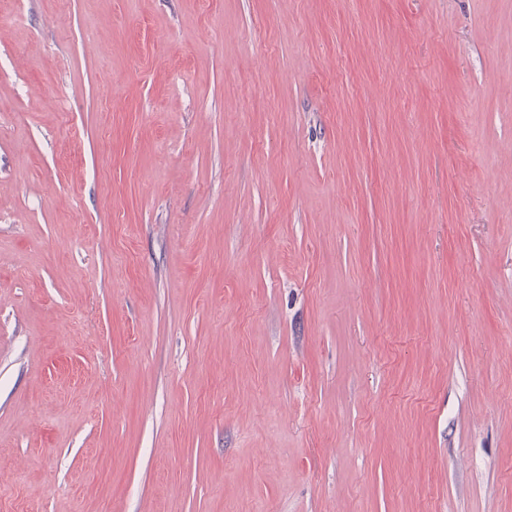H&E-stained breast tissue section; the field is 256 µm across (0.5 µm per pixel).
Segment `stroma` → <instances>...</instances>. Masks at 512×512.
Listing matches in <instances>:
<instances>
[{"mask_svg":"<svg viewBox=\"0 0 512 512\" xmlns=\"http://www.w3.org/2000/svg\"><path fill=\"white\" fill-rule=\"evenodd\" d=\"M0 512H512V0H0Z\"/></svg>","mask_w":512,"mask_h":512,"instance_id":"35a3bbf8","label":"stroma"}]
</instances>
